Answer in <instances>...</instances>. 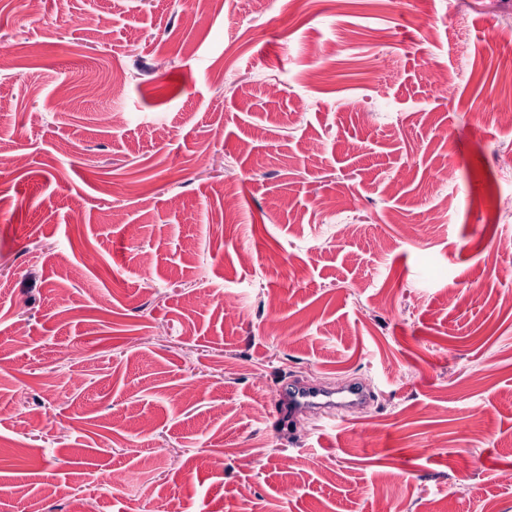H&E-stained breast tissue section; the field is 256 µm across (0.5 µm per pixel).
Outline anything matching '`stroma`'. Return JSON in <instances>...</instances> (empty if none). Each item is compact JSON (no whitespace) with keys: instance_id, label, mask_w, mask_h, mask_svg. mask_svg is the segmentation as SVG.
<instances>
[{"instance_id":"stroma-1","label":"stroma","mask_w":512,"mask_h":512,"mask_svg":"<svg viewBox=\"0 0 512 512\" xmlns=\"http://www.w3.org/2000/svg\"><path fill=\"white\" fill-rule=\"evenodd\" d=\"M509 43L512 0H0V512H512ZM497 74L500 82L506 85L509 91L493 100L489 112L498 121L512 124V50L498 59ZM288 405L295 410L334 407V393L315 386H294L288 389Z\"/></svg>"}]
</instances>
